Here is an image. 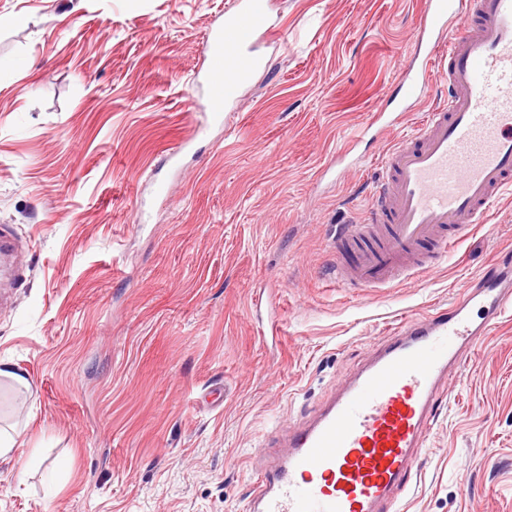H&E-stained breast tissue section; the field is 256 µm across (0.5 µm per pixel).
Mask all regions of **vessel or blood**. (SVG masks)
<instances>
[{"instance_id":"1","label":"vessel or blood","mask_w":512,"mask_h":512,"mask_svg":"<svg viewBox=\"0 0 512 512\" xmlns=\"http://www.w3.org/2000/svg\"><path fill=\"white\" fill-rule=\"evenodd\" d=\"M405 102L448 97L389 148L361 223L336 238L333 273L346 288H382L435 267L512 187V0H426ZM267 0H235L207 34L188 100L220 118L261 68ZM486 311L472 321L471 305ZM512 309V258H501L453 303L403 318L374 353L285 443L265 439L250 512H403V495L438 417L479 342Z\"/></svg>"}]
</instances>
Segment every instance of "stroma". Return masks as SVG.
<instances>
[{"instance_id": "stroma-1", "label": "stroma", "mask_w": 512, "mask_h": 512, "mask_svg": "<svg viewBox=\"0 0 512 512\" xmlns=\"http://www.w3.org/2000/svg\"><path fill=\"white\" fill-rule=\"evenodd\" d=\"M265 65L196 135L187 90L232 0H0V426L54 476L0 461V512H247L252 457L355 373L397 320L448 306L512 253V190L431 272L337 287L425 0H269ZM406 512H512V310L422 451Z\"/></svg>"}]
</instances>
